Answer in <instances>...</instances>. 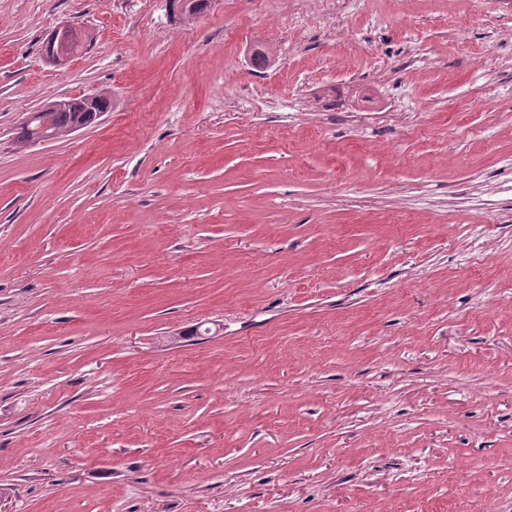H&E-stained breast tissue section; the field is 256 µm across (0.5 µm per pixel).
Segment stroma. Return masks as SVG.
<instances>
[{"mask_svg":"<svg viewBox=\"0 0 512 512\" xmlns=\"http://www.w3.org/2000/svg\"><path fill=\"white\" fill-rule=\"evenodd\" d=\"M0 512H512V0H0ZM97 98L98 103L94 106L96 112H83V108L79 104L78 98L65 97L44 107L48 108L49 112L36 111L27 113V116L37 113L38 115L36 117H44L50 126L45 131H41L40 127L42 119L38 118L27 122L26 116L19 128H17L16 143L20 147H24L35 142L43 133H49L52 136V139H54L58 135L73 131L75 127H86L94 123L99 118L97 113L109 112L112 107L111 100L109 98L102 95H97Z\"/></svg>","mask_w":512,"mask_h":512,"instance_id":"stroma-1","label":"stroma"}]
</instances>
